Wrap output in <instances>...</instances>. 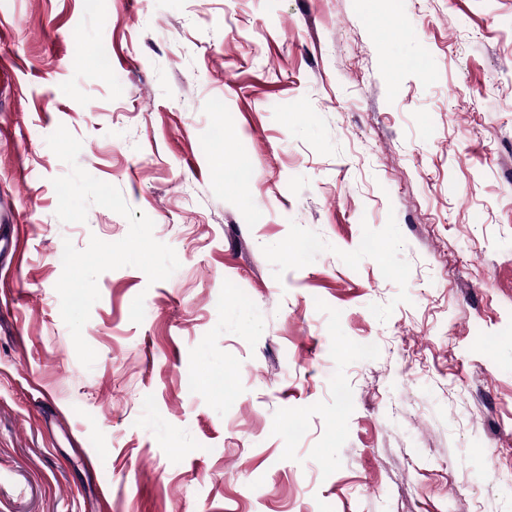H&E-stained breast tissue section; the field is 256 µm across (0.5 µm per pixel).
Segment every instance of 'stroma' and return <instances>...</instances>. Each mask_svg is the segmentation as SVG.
<instances>
[{
  "label": "stroma",
  "mask_w": 512,
  "mask_h": 512,
  "mask_svg": "<svg viewBox=\"0 0 512 512\" xmlns=\"http://www.w3.org/2000/svg\"><path fill=\"white\" fill-rule=\"evenodd\" d=\"M0 59V512H512V0H0ZM61 125L180 262L89 369Z\"/></svg>",
  "instance_id": "obj_1"
}]
</instances>
